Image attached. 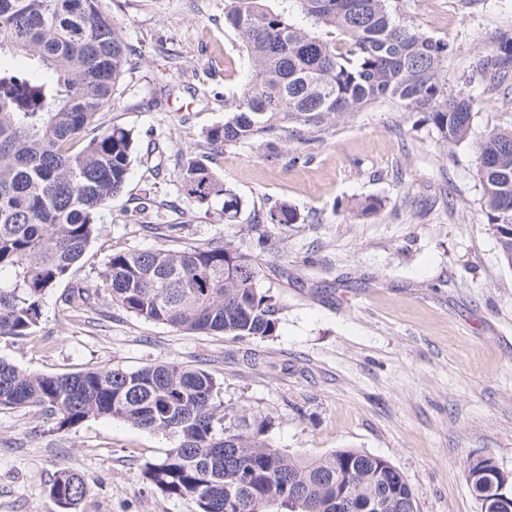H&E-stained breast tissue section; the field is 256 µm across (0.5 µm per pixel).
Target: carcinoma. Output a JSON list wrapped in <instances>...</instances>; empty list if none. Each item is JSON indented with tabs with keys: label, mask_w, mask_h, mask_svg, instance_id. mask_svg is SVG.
Instances as JSON below:
<instances>
[{
	"label": "carcinoma",
	"mask_w": 512,
	"mask_h": 512,
	"mask_svg": "<svg viewBox=\"0 0 512 512\" xmlns=\"http://www.w3.org/2000/svg\"><path fill=\"white\" fill-rule=\"evenodd\" d=\"M101 0H0V57H19L24 71L0 65V338L28 336L42 318L46 295L72 274L97 232L101 210L124 188L135 141L113 125L84 133L112 105L129 46ZM314 24L335 29L329 41L295 25L263 0H224V25L240 39L250 78L224 101V123L206 131L207 150L267 141L288 124L316 127L381 100L423 114L446 144L472 132L475 96L448 90L449 44L412 27L398 0H295ZM468 84L484 93L512 90V31L489 37ZM483 203L504 261L512 267V130L491 132L477 146ZM191 202L223 199L238 212L233 191L206 164L191 159L176 175ZM271 224H294L283 204ZM103 276L112 304L148 321L190 333L268 337L279 305L262 288L256 258L231 241L183 250L108 255ZM97 293L72 288L61 302L73 311ZM208 373L178 364L121 367L70 375L37 374L0 360V408L36 407L58 429L107 417L172 434L176 444L146 466L143 483L199 512H418L406 476L388 460L356 449L301 460L273 447L265 426L216 401ZM490 458L463 462L473 494L498 495ZM82 478L57 472L50 488L58 512H77Z\"/></svg>",
	"instance_id": "carcinoma-1"
}]
</instances>
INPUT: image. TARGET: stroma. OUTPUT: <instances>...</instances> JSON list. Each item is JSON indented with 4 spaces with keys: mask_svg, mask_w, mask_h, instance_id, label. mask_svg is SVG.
Instances as JSON below:
<instances>
[{
    "mask_svg": "<svg viewBox=\"0 0 512 512\" xmlns=\"http://www.w3.org/2000/svg\"><path fill=\"white\" fill-rule=\"evenodd\" d=\"M409 23L450 43L445 75L458 90L482 43L512 30V0H405ZM131 49L105 126L131 130L123 191L72 280L43 302L33 333L0 338V360L65 375L175 363L211 374L225 405L270 417L267 439L301 459L353 448L388 460L415 491L418 512H477L466 457L512 475V267L482 206L476 147L512 129V92L477 94L472 140L442 144L418 114L391 101L302 131L268 157L257 142L205 153L249 61L224 25V0H102ZM209 165L239 209L199 205L178 190L187 160ZM156 205L139 211L144 193ZM377 197L357 218L356 200ZM294 224H251L281 204ZM166 224L179 237L162 236ZM228 240L253 254L280 303L266 338L193 334L113 306L102 276L111 252L181 249ZM80 282L94 308L57 298ZM172 435L108 418L68 429L31 407L0 408V512H55L58 470L82 476L79 512H196L191 499L141 488L146 463Z\"/></svg>",
    "mask_w": 512,
    "mask_h": 512,
    "instance_id": "35a3bbf8",
    "label": "stroma"
}]
</instances>
